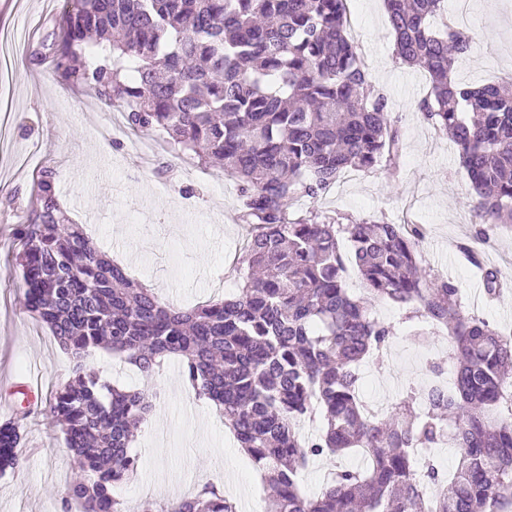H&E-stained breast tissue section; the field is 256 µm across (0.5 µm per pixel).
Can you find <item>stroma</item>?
<instances>
[{"instance_id":"stroma-1","label":"stroma","mask_w":512,"mask_h":512,"mask_svg":"<svg viewBox=\"0 0 512 512\" xmlns=\"http://www.w3.org/2000/svg\"><path fill=\"white\" fill-rule=\"evenodd\" d=\"M64 0H0V32L21 27L12 52L0 56V114L9 113L0 143V385L25 386L44 395L68 378L70 360L46 326L20 308L18 273L9 263L12 228L34 202L37 171L58 175L59 200L73 223L125 266L139 282L179 306L238 292L225 274L240 256L245 229L232 181L222 170L203 168L192 153L176 158L173 174L143 168L155 155V133H127L119 113L102 109L92 90L64 87L49 64H30L49 53ZM349 37L367 60L372 83L384 93L403 141L398 176L379 165L347 171L323 196L304 199L300 211H321L341 222L370 219L422 225L419 263L459 287L463 310L512 334V294L484 297L479 266L496 268L512 283V224L493 225L478 262L462 258L478 226L466 220L470 184L448 140L418 109L429 80L393 54L384 0H351ZM445 17L476 29L479 47L455 65L465 84L500 81L512 74V0H446ZM377 321L391 326L389 354L365 360L359 387L367 404L390 407L407 392L424 395L427 362H447V337L417 336L420 320L378 302ZM102 380L147 391L153 410L138 430L136 479L118 488L128 512H152L164 501L197 494L213 484L244 512H266L267 491L248 455L205 400L184 383L179 360L169 359L152 379L133 366L97 351L87 360ZM26 420L21 468L0 475V512H63L62 497L74 462L62 434L51 426L43 399L32 402Z\"/></svg>"}]
</instances>
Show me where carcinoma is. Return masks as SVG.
Segmentation results:
<instances>
[{
	"instance_id": "1",
	"label": "carcinoma",
	"mask_w": 512,
	"mask_h": 512,
	"mask_svg": "<svg viewBox=\"0 0 512 512\" xmlns=\"http://www.w3.org/2000/svg\"><path fill=\"white\" fill-rule=\"evenodd\" d=\"M395 55L429 77L419 110L448 138L482 224H512V80H452L475 33L433 19L444 0H384ZM52 66L88 86L133 132L153 131L205 166L222 165L247 229L239 294L193 308L159 298L103 253L59 201L56 172L35 183L38 203L14 229L23 312L47 326L73 361L46 399L72 453L64 512H125L115 488L135 478V427L152 399L100 379L96 349L151 377L177 357L198 397L224 416L270 488V512H512V344L463 313L454 281L419 265L422 232L407 224L345 226L303 198L348 169L398 171L400 142L387 98L347 33V0H67ZM347 234L365 295L344 282ZM485 296L500 292L482 270ZM385 300L448 334L453 386L412 396L386 414L359 395L358 369L391 327L371 318ZM0 424V474L22 463L21 420ZM455 449L452 474L412 461V448ZM368 458L314 496L300 472L347 451ZM438 487L422 510L419 484ZM158 512H238L213 486Z\"/></svg>"
}]
</instances>
